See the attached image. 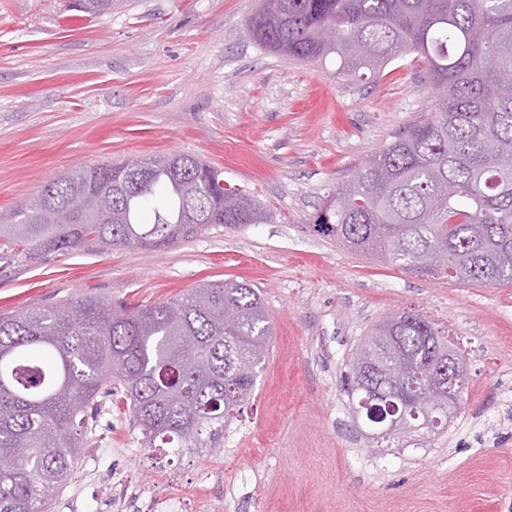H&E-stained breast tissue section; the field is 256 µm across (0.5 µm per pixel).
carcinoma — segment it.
<instances>
[{
  "mask_svg": "<svg viewBox=\"0 0 512 512\" xmlns=\"http://www.w3.org/2000/svg\"><path fill=\"white\" fill-rule=\"evenodd\" d=\"M248 30L265 51L336 61V76L379 74L399 56L425 64L431 111L327 199L313 230L409 272L512 285V0H261ZM153 202L150 224L139 222ZM271 211L175 153L79 167L0 224L3 246L43 254L132 238L169 247L214 224H263ZM273 333L245 281L202 284L166 302L114 307L95 296L0 315V512H49L105 399L125 402L150 448H214L252 396ZM381 360L415 371L388 383L350 366L348 393L371 426L448 396V337L421 314L369 328Z\"/></svg>",
  "mask_w": 512,
  "mask_h": 512,
  "instance_id": "cac0c4a2",
  "label": "carcinoma"
}]
</instances>
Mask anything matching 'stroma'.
Wrapping results in <instances>:
<instances>
[{"instance_id": "35a3bbf8", "label": "stroma", "mask_w": 512, "mask_h": 512, "mask_svg": "<svg viewBox=\"0 0 512 512\" xmlns=\"http://www.w3.org/2000/svg\"><path fill=\"white\" fill-rule=\"evenodd\" d=\"M259 0H0V221L82 165L186 153L270 207L274 220L161 249L83 248L27 260L0 251V313L98 295L151 304L202 283L248 280L273 325L254 395L196 455L146 448L122 402L99 413L87 465L131 448L118 478L176 492L184 512H512V286L403 270L308 230L357 165L433 105L423 62L373 82L334 63L264 51L246 23ZM423 314L467 363L447 429L374 439L342 379L360 339ZM233 493L199 500L201 468Z\"/></svg>"}]
</instances>
